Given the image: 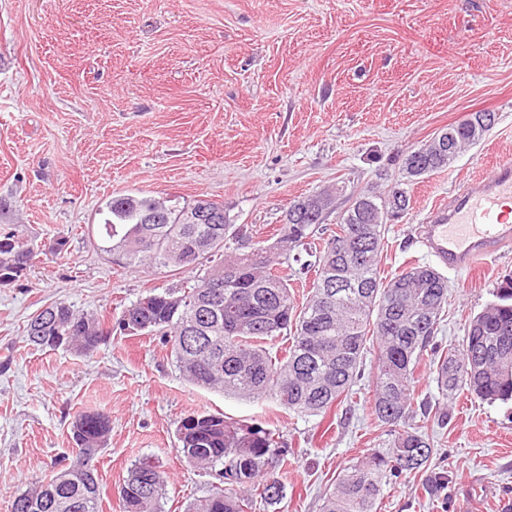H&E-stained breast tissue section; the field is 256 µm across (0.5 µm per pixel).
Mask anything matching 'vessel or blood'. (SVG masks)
I'll return each mask as SVG.
<instances>
[{"mask_svg":"<svg viewBox=\"0 0 512 512\" xmlns=\"http://www.w3.org/2000/svg\"><path fill=\"white\" fill-rule=\"evenodd\" d=\"M510 201L512 158L506 157L426 213L419 227L426 254L450 270H474L496 247L512 241V224L503 214Z\"/></svg>","mask_w":512,"mask_h":512,"instance_id":"b4317fda","label":"vessel or blood"}]
</instances>
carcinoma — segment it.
Here are the masks:
<instances>
[{
	"label": "carcinoma",
	"mask_w": 512,
	"mask_h": 512,
	"mask_svg": "<svg viewBox=\"0 0 512 512\" xmlns=\"http://www.w3.org/2000/svg\"><path fill=\"white\" fill-rule=\"evenodd\" d=\"M490 130L486 113L445 130L448 148L435 143L416 149L420 166L405 158L408 180L445 169L465 146L479 142ZM336 224V231L315 260L302 268L314 270L310 297L294 303L291 278L280 271L283 259L306 247L324 220L329 199L311 195L291 202L274 242L273 257L226 251L233 228L229 215L222 224L192 223L193 203L181 207L166 200L137 195L114 197L106 207L112 218L104 228L112 245L103 251L118 267L144 265L193 274L188 288L151 293L148 306L136 310L146 329L171 343L180 373L197 387L248 399H272L299 416L325 414L352 395L363 374L364 351L376 348L372 412L391 427V449L375 451L339 476L324 497L322 512H377L384 485L401 475L423 469L433 448L429 439L406 423L414 402L415 371L425 354L442 399L466 390L481 400H512V278L497 289L498 301L469 320L461 347L442 349L435 342L439 318L448 303L444 277L427 265H413L386 280L378 271L386 224L392 221L390 199L407 210L406 189L386 193L363 190ZM208 238L209 251L196 254L194 238ZM9 249L0 251V286L25 275L35 256L34 246L17 232L7 233ZM350 242V253L337 251ZM223 288L206 318L197 320V339L184 346L185 317L180 303L212 282ZM105 320L55 303L38 311L26 327V341L56 349L50 340L62 336V346L78 355L93 353L108 335ZM288 332L283 350L274 340ZM112 430L103 412L79 414L72 423L75 458L47 482L18 494L12 512H101L100 488L90 472L106 448ZM178 449L193 453L194 464L217 476L218 484L188 506V512H250L253 497L268 506L283 497L276 468L288 462V448L279 433L259 423L233 420L222 414L192 413L176 427ZM142 461L127 471L125 483L138 492L124 512H162L167 480L154 472L143 489ZM450 470L426 475L428 491L450 482Z\"/></svg>",
	"instance_id": "cac0c4a2"
}]
</instances>
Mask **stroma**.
Instances as JSON below:
<instances>
[{
  "label": "stroma",
  "instance_id": "35a3bbf8",
  "mask_svg": "<svg viewBox=\"0 0 512 512\" xmlns=\"http://www.w3.org/2000/svg\"><path fill=\"white\" fill-rule=\"evenodd\" d=\"M488 110L495 124L447 169L407 181L405 155ZM512 156V0H0V227L39 250L25 277L0 286V512L73 456L72 423L112 419L96 462L103 512L131 465L153 458L168 480L163 512H186L216 479L176 450V424L221 412L276 430L288 446L283 497L264 512H321L338 474L390 428L371 410L370 370L351 398L300 417L272 400L188 383L160 335L117 323L149 291L186 273L131 272L99 248L101 208L126 194L181 206L222 202L240 243L274 241L291 201L329 192L334 227L352 197L401 184L409 207L388 223L383 277L428 264L414 228L457 184ZM61 253H53L57 240ZM512 275V244L475 273L444 270L448 306L435 340L461 344L470 317ZM62 302L104 317L91 356L28 345L25 327ZM450 420L416 416L451 466L438 493L424 473L384 488L378 512H503L512 504V402L457 393Z\"/></svg>",
  "mask_w": 512,
  "mask_h": 512
}]
</instances>
